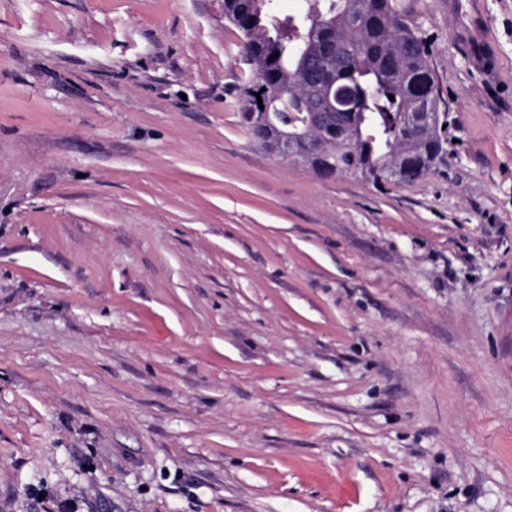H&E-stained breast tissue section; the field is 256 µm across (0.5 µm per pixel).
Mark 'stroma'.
<instances>
[{"mask_svg":"<svg viewBox=\"0 0 512 512\" xmlns=\"http://www.w3.org/2000/svg\"><path fill=\"white\" fill-rule=\"evenodd\" d=\"M407 2L378 188L251 138L223 0H0V512H512V0Z\"/></svg>","mask_w":512,"mask_h":512,"instance_id":"stroma-1","label":"stroma"}]
</instances>
